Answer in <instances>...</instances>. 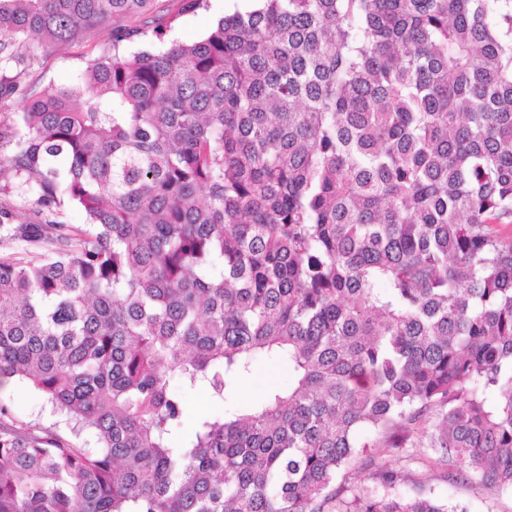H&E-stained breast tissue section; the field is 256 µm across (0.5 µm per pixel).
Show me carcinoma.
<instances>
[{
	"label": "carcinoma",
	"mask_w": 512,
	"mask_h": 512,
	"mask_svg": "<svg viewBox=\"0 0 512 512\" xmlns=\"http://www.w3.org/2000/svg\"><path fill=\"white\" fill-rule=\"evenodd\" d=\"M152 2L0 0V66L135 22L0 128L35 205H0V386L66 428L0 402V512H457L351 484L433 411L512 490V0H259L193 42ZM259 358L291 384L224 411ZM174 377L217 407L189 434ZM2 400L10 404L13 415L41 428L63 431V425L56 424L59 418L54 415L43 398L34 390L12 382L11 386L0 389Z\"/></svg>",
	"instance_id": "1"
}]
</instances>
